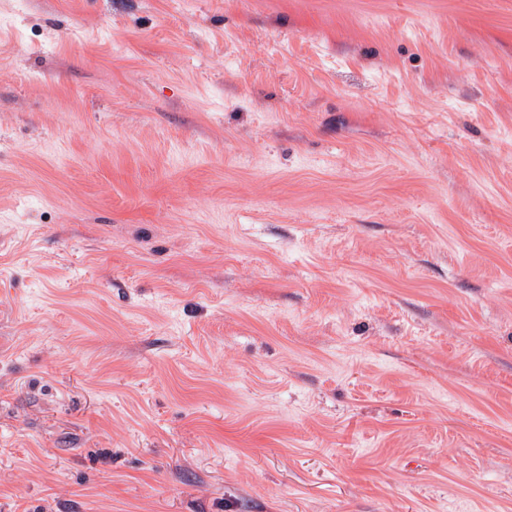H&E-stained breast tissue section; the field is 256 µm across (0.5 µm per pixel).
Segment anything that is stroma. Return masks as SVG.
Masks as SVG:
<instances>
[{
    "mask_svg": "<svg viewBox=\"0 0 512 512\" xmlns=\"http://www.w3.org/2000/svg\"><path fill=\"white\" fill-rule=\"evenodd\" d=\"M0 512H512V0H0Z\"/></svg>",
    "mask_w": 512,
    "mask_h": 512,
    "instance_id": "stroma-1",
    "label": "stroma"
}]
</instances>
